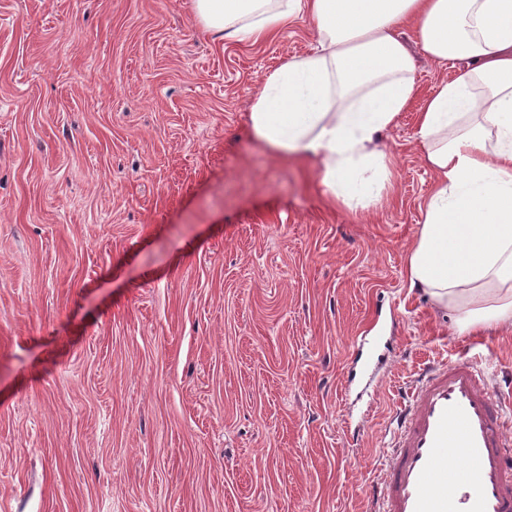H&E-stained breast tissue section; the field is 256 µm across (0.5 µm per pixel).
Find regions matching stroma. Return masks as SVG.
<instances>
[{"label":"stroma","instance_id":"stroma-1","mask_svg":"<svg viewBox=\"0 0 512 512\" xmlns=\"http://www.w3.org/2000/svg\"><path fill=\"white\" fill-rule=\"evenodd\" d=\"M309 20L219 43L190 0H0V512H366L399 395L472 360L512 413V330L405 274L452 65L416 54L380 207L250 137Z\"/></svg>","mask_w":512,"mask_h":512}]
</instances>
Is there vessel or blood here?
I'll use <instances>...</instances> for the list:
<instances>
[{
  "mask_svg": "<svg viewBox=\"0 0 512 512\" xmlns=\"http://www.w3.org/2000/svg\"><path fill=\"white\" fill-rule=\"evenodd\" d=\"M394 422L381 504L370 512H512V422L475 363L427 364Z\"/></svg>",
  "mask_w": 512,
  "mask_h": 512,
  "instance_id": "vessel-or-blood-1",
  "label": "vessel or blood"
}]
</instances>
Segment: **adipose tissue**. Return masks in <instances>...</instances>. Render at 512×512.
Returning a JSON list of instances; mask_svg holds the SVG:
<instances>
[{
  "label": "adipose tissue",
  "instance_id": "obj_1",
  "mask_svg": "<svg viewBox=\"0 0 512 512\" xmlns=\"http://www.w3.org/2000/svg\"><path fill=\"white\" fill-rule=\"evenodd\" d=\"M195 23L255 45L300 18L310 50L265 75L247 106L253 140L308 159L337 205H379L395 178L381 137L416 93L398 26L437 64L459 63L422 106L415 138L435 174L406 277L459 330L512 326V0H192Z\"/></svg>",
  "mask_w": 512,
  "mask_h": 512
}]
</instances>
